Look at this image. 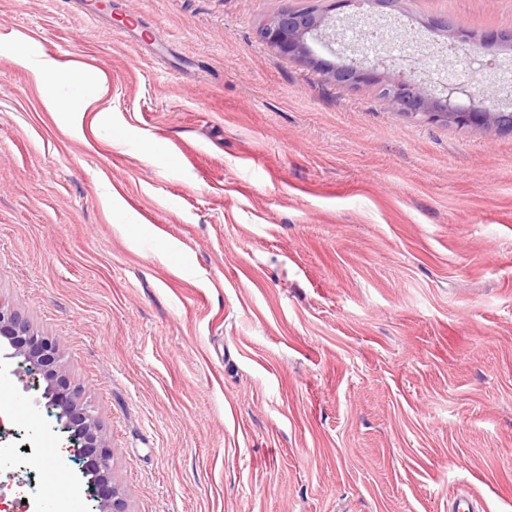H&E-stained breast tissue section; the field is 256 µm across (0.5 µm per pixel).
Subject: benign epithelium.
Wrapping results in <instances>:
<instances>
[{
	"mask_svg": "<svg viewBox=\"0 0 512 512\" xmlns=\"http://www.w3.org/2000/svg\"><path fill=\"white\" fill-rule=\"evenodd\" d=\"M336 17L327 12L298 16L285 7L259 34L263 45L284 57L311 62L308 41L330 49L336 44ZM352 77L348 84L380 87L385 104L413 117L432 121L444 117L466 129L479 127L482 117L499 111L494 97L475 90L470 84L450 82L437 89L428 88L412 73L420 66L415 61L396 65L386 58H349ZM467 102L462 104L460 99ZM0 360L21 359L27 371L39 374L46 386L42 398L57 410L63 430L70 432L72 451L82 457L85 469L93 472L91 485L97 491L100 512H130L124 490L112 475V448L108 444L96 410L87 404L80 389L71 385L57 341L35 332L29 321L0 300Z\"/></svg>",
	"mask_w": 512,
	"mask_h": 512,
	"instance_id": "7a95c632",
	"label": "benign epithelium"
}]
</instances>
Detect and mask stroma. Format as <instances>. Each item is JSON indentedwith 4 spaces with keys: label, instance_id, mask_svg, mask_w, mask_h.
Returning <instances> with one entry per match:
<instances>
[{
    "label": "stroma",
    "instance_id": "stroma-1",
    "mask_svg": "<svg viewBox=\"0 0 512 512\" xmlns=\"http://www.w3.org/2000/svg\"><path fill=\"white\" fill-rule=\"evenodd\" d=\"M331 2L0 0V298L57 339L131 512H448L463 485L512 512V132L411 118L260 42ZM337 15L463 82L433 19L512 31V0ZM42 45L105 73L97 110H47ZM0 383V430L40 448L0 468V512L29 491L98 512L42 377Z\"/></svg>",
    "mask_w": 512,
    "mask_h": 512
}]
</instances>
